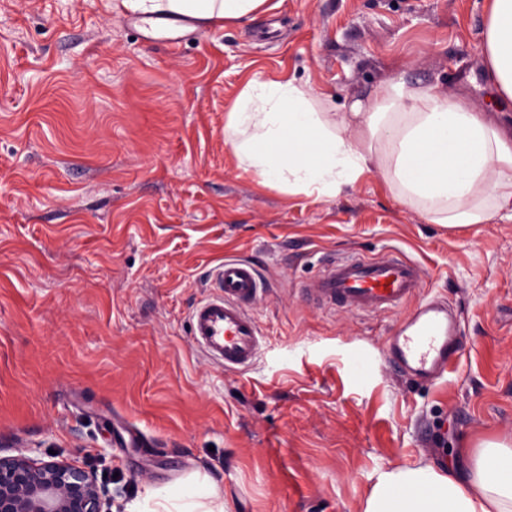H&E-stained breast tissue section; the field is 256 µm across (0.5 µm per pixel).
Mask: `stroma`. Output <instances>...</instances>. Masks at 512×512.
<instances>
[{"label": "stroma", "mask_w": 512, "mask_h": 512, "mask_svg": "<svg viewBox=\"0 0 512 512\" xmlns=\"http://www.w3.org/2000/svg\"><path fill=\"white\" fill-rule=\"evenodd\" d=\"M487 0H267L236 23L145 41L109 0H0V453L94 470L110 512H362L377 476L465 470L512 441V222L451 228L380 173L333 197L238 166L225 133L251 79L285 76L337 111L401 77L484 90ZM418 262L466 330L432 384L397 379L409 314L317 308L326 256ZM227 256L252 261L258 361L227 372L189 333Z\"/></svg>", "instance_id": "1"}]
</instances>
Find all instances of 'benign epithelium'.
Wrapping results in <instances>:
<instances>
[{
  "instance_id": "benign-epithelium-1",
  "label": "benign epithelium",
  "mask_w": 512,
  "mask_h": 512,
  "mask_svg": "<svg viewBox=\"0 0 512 512\" xmlns=\"http://www.w3.org/2000/svg\"><path fill=\"white\" fill-rule=\"evenodd\" d=\"M96 475L55 460L0 456V512H105Z\"/></svg>"
}]
</instances>
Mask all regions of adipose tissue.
<instances>
[{
  "label": "adipose tissue",
  "instance_id": "ef3b65f1",
  "mask_svg": "<svg viewBox=\"0 0 512 512\" xmlns=\"http://www.w3.org/2000/svg\"><path fill=\"white\" fill-rule=\"evenodd\" d=\"M266 0H113L112 6L201 25L238 23ZM484 64L512 102V0H489ZM240 167L262 183L333 196L377 170L395 199L452 228L512 221V142L470 100L389 80L349 110L291 79L253 80L228 114ZM364 512H512V446L483 443L467 472L418 463L379 475Z\"/></svg>",
  "mask_w": 512,
  "mask_h": 512
}]
</instances>
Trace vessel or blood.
Listing matches in <instances>:
<instances>
[{
    "instance_id": "vessel-or-blood-1",
    "label": "vessel or blood",
    "mask_w": 512,
    "mask_h": 512,
    "mask_svg": "<svg viewBox=\"0 0 512 512\" xmlns=\"http://www.w3.org/2000/svg\"><path fill=\"white\" fill-rule=\"evenodd\" d=\"M423 269L398 251L374 258L349 257L328 262L303 288L318 308L370 313L414 308L385 339L387 359L399 372L421 384L434 382L455 366L462 330L446 300L421 294ZM213 292L192 309L193 339L211 361L230 372L247 370L260 356L263 337L251 303L261 288L254 265L228 258L212 272Z\"/></svg>"
}]
</instances>
